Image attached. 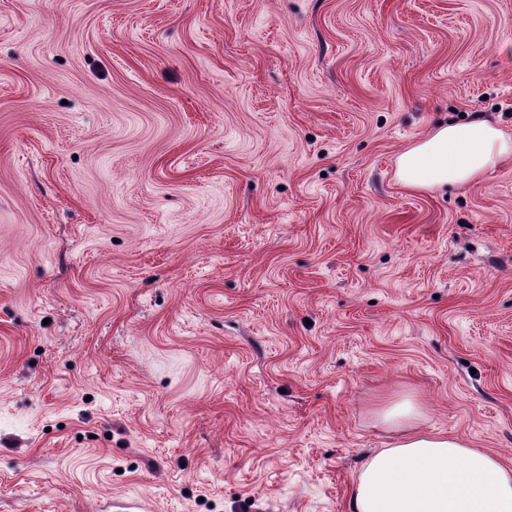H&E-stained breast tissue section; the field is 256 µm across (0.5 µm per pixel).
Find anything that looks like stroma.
<instances>
[{
	"instance_id": "35a3bbf8",
	"label": "stroma",
	"mask_w": 512,
	"mask_h": 512,
	"mask_svg": "<svg viewBox=\"0 0 512 512\" xmlns=\"http://www.w3.org/2000/svg\"><path fill=\"white\" fill-rule=\"evenodd\" d=\"M512 0H0V512H352L377 416L512 464ZM512 158V136L485 119L439 125L397 160L396 175L409 188L463 186Z\"/></svg>"
}]
</instances>
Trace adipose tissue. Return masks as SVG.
I'll list each match as a JSON object with an SVG mask.
<instances>
[{
	"mask_svg": "<svg viewBox=\"0 0 512 512\" xmlns=\"http://www.w3.org/2000/svg\"><path fill=\"white\" fill-rule=\"evenodd\" d=\"M512 158V136L481 118L439 125L397 160L414 189L463 186ZM413 403L383 412L395 437L363 464L353 512H512V466L445 434L419 431Z\"/></svg>",
	"mask_w": 512,
	"mask_h": 512,
	"instance_id": "adipose-tissue-1",
	"label": "adipose tissue"
}]
</instances>
